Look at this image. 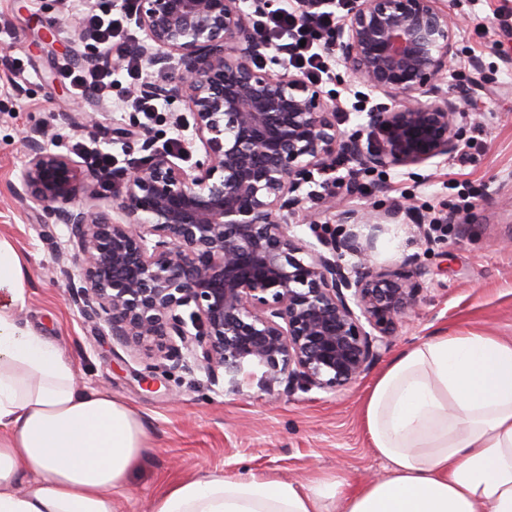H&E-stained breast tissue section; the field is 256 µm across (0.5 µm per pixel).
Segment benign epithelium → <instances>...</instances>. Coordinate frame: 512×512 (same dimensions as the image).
I'll list each match as a JSON object with an SVG mask.
<instances>
[{"label":"benign epithelium","mask_w":512,"mask_h":512,"mask_svg":"<svg viewBox=\"0 0 512 512\" xmlns=\"http://www.w3.org/2000/svg\"><path fill=\"white\" fill-rule=\"evenodd\" d=\"M271 0H136L143 65L172 80L145 81L140 97H181L191 138L175 152L156 146L144 124L112 129L143 160L112 172L113 204L47 127L22 141L26 163L11 194L42 204L50 224L70 230L79 284L68 293L84 321L134 355L154 350L171 368L238 386L262 370L270 396L331 392L356 383L416 313L420 279L411 259L374 267L372 249L395 209L358 210L336 197L328 177L343 157L386 171L453 155L459 106L444 90L457 55L455 25L442 0H348L329 49L351 79L386 97L351 132L339 128L338 101L319 85L266 68L271 45L255 36V16ZM204 155L191 170L176 163L190 146ZM339 233L293 231L307 220L300 190ZM347 255L357 258L350 266Z\"/></svg>","instance_id":"obj_1"}]
</instances>
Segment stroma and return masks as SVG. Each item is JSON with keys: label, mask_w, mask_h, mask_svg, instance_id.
<instances>
[{"label": "stroma", "mask_w": 512, "mask_h": 512, "mask_svg": "<svg viewBox=\"0 0 512 512\" xmlns=\"http://www.w3.org/2000/svg\"><path fill=\"white\" fill-rule=\"evenodd\" d=\"M456 23L457 57L448 89L461 107L463 141L473 145L465 170L482 189L465 224L447 237L426 244L418 233L423 217L439 216L459 204L448 186L458 172L455 157L439 158L388 173L370 172L350 189V162L335 172L336 192L351 207L406 205L389 233L378 242L376 261L389 269L412 258L426 270L418 312L402 324L389 351L355 384L333 393L319 390L272 398L257 383L233 390L209 384L203 372L171 370L166 360L144 351L127 354L110 337L84 322L68 298L67 278H78L69 230L45 225L41 206L22 203L10 194L24 167L21 141L29 128L63 127L62 150L77 156L87 135L74 127L78 112H96L101 130L96 142L114 156L140 159L112 138L113 127L127 123L130 109H117L127 98L129 82L113 86L112 101H78L58 74V64L85 62L83 42H72L83 27L84 10L70 0H0V235L16 246L25 266L28 306L22 321L52 337L73 357L80 385L111 391L132 407L148 431V450L132 475L117 512H148L152 497L169 482L203 470L227 476L249 470L298 483L322 473H341L353 480L383 472L362 417L368 385L393 353L435 336L475 331L512 340V0H444ZM55 40H46L47 32ZM322 88L337 97L342 129L364 121L357 107L379 103L383 96L344 75L343 63L331 68ZM192 115L179 97L150 126L158 143L188 139ZM154 367L160 385L147 387L139 375Z\"/></svg>", "instance_id": "35a3bbf8"}]
</instances>
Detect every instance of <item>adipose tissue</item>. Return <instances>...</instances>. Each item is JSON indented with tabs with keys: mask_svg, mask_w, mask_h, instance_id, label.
<instances>
[{
	"mask_svg": "<svg viewBox=\"0 0 512 512\" xmlns=\"http://www.w3.org/2000/svg\"><path fill=\"white\" fill-rule=\"evenodd\" d=\"M24 279L0 237V512H114L147 429L111 392L78 387L73 357L21 322ZM363 414L380 476L202 472L149 512H512V341L467 331L403 349Z\"/></svg>",
	"mask_w": 512,
	"mask_h": 512,
	"instance_id": "obj_1",
	"label": "adipose tissue"
}]
</instances>
